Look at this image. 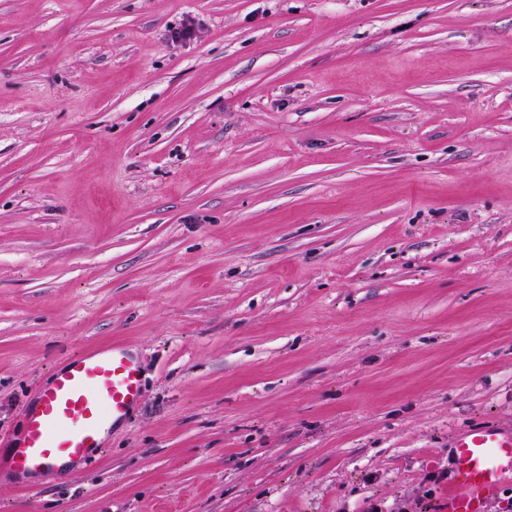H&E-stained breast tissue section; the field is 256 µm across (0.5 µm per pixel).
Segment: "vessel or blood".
Masks as SVG:
<instances>
[{
	"label": "vessel or blood",
	"instance_id": "obj_1",
	"mask_svg": "<svg viewBox=\"0 0 512 512\" xmlns=\"http://www.w3.org/2000/svg\"><path fill=\"white\" fill-rule=\"evenodd\" d=\"M143 392L140 358L124 344L69 357L23 411L9 460L18 487L29 488L33 475L87 460L100 434L124 422ZM510 482L512 431L492 425L468 430L454 444L443 512H484Z\"/></svg>",
	"mask_w": 512,
	"mask_h": 512
}]
</instances>
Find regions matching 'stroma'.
Here are the masks:
<instances>
[{"instance_id":"stroma-1","label":"stroma","mask_w":512,"mask_h":512,"mask_svg":"<svg viewBox=\"0 0 512 512\" xmlns=\"http://www.w3.org/2000/svg\"><path fill=\"white\" fill-rule=\"evenodd\" d=\"M115 342L0 512H439L512 430V0H0V437ZM144 392L139 356L121 343L68 358L53 379L41 386L22 415L9 468L21 489L29 477L54 467L85 461L106 430L123 423Z\"/></svg>"}]
</instances>
